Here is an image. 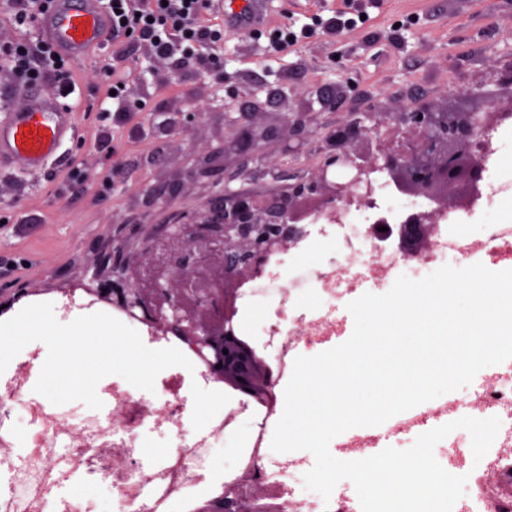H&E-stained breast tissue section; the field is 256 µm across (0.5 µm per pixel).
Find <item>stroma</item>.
<instances>
[{"label":"stroma","mask_w":512,"mask_h":512,"mask_svg":"<svg viewBox=\"0 0 512 512\" xmlns=\"http://www.w3.org/2000/svg\"><path fill=\"white\" fill-rule=\"evenodd\" d=\"M354 10L367 19L353 31L319 28L288 50L272 47L282 24L299 27L317 14L327 19ZM206 52L204 62L161 59L147 42H132L125 61L131 79L120 101L104 96L102 67L111 49H91L69 67L75 141L42 172L20 163L0 172V262L18 263L0 276V303L33 291L57 295L96 274L125 273L128 257L160 247L183 215L203 208L225 184L260 194L310 171L318 154L279 163L284 130L270 141L265 158L249 162L247 177L234 178L214 162L224 149L225 113L251 100L265 102L268 127L279 112L317 113V126L306 130L316 140L348 113L393 114L407 103L443 104L460 89L496 91L501 72L512 67V0H272L269 20L258 31L225 33ZM321 93L337 94L335 109L321 111ZM133 102L141 111L127 112ZM191 111L203 113V121L187 123ZM207 158V174L196 175L195 164ZM296 275V265H286L260 294L289 301L295 314L311 313L309 298L317 290L293 287ZM26 351L21 398L54 411L58 407L33 390L47 347L35 341ZM112 382L108 376L97 386L101 409L89 411L78 401L58 409L77 419L92 413L110 424ZM254 431L246 411L213 438V463L205 471L214 483L235 466L224 456L226 439ZM54 446L48 463L56 499H78L89 512H102V500L89 492L92 475L73 464L66 440Z\"/></svg>","instance_id":"35a3bbf8"}]
</instances>
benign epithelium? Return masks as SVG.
Segmentation results:
<instances>
[{
	"mask_svg": "<svg viewBox=\"0 0 512 512\" xmlns=\"http://www.w3.org/2000/svg\"><path fill=\"white\" fill-rule=\"evenodd\" d=\"M498 86L497 94L462 90L437 108L408 104L386 115V131L375 137L364 125L372 113H352L326 135L309 175L268 195L215 194L205 208L183 216L162 258L150 252L129 258L133 268L156 273L153 288H140L127 277L96 276L97 285L79 281L65 294L81 290L93 304L141 312L154 331H173L204 352L206 378L228 379L242 399L272 405L273 364L242 365L247 346L235 322L240 290L261 274L271 255L295 245L302 235L299 225L322 216L337 223L340 210L371 201L376 173L423 202L398 215L399 247L429 246L440 218L470 210L481 192L491 132L512 115V70ZM479 100L484 106L473 107ZM263 108L253 102L241 118L224 120L220 160L226 167L237 165L239 177L248 175L245 161L267 148V127L257 123ZM277 121L288 130L282 155L296 159L312 150L303 133L313 113L281 112Z\"/></svg>",
	"mask_w": 512,
	"mask_h": 512,
	"instance_id": "1",
	"label": "benign epithelium"
}]
</instances>
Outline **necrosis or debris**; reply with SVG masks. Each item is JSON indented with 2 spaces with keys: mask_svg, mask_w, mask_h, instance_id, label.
<instances>
[{
  "mask_svg": "<svg viewBox=\"0 0 512 512\" xmlns=\"http://www.w3.org/2000/svg\"><path fill=\"white\" fill-rule=\"evenodd\" d=\"M389 210L383 197L356 209L341 223L329 225L320 220L304 227L298 245L306 251L316 236L334 233L345 239L350 251L330 270L331 280L320 290L323 305L310 318H296L294 328L274 326L272 333L281 343L277 368L289 366L291 352L299 346H313L336 335L343 319L337 305L359 289L380 285L401 266L441 267L444 260L465 262L479 248H490L493 260L512 258V230L488 227L485 234L471 233L473 219L463 216L457 225L441 219L436 243L427 252L408 255L394 243L391 235H378L375 227ZM187 400L178 378L163 382L153 401L143 400L136 392L116 385L112 388V425L103 427L93 418L69 420L67 415L46 413L30 408L35 425L29 441L26 467L10 479L4 512H47V492L52 476L43 464L50 455L51 441L64 431L70 432L80 447L97 449L94 476L112 494L114 512H158L161 502L180 501L183 512H205L210 500H182L185 488L198 482L200 464L206 455L204 441L188 440L189 424L185 418ZM451 416L479 419L499 418L498 434L482 459H475L471 449L452 446L444 452L443 468L450 474L466 476L463 495L453 512H512V361L496 370L485 371L476 387L460 399L429 408L390 430L397 436L425 426L432 420ZM171 432L186 443L164 466L146 471L138 460V436L145 429ZM303 458L284 453L272 457L268 448L256 443L245 449L239 469L251 470L264 488L254 505L261 512H361L356 495L332 493L322 498L318 493L296 484L293 475L303 469Z\"/></svg>",
  "mask_w": 512,
  "mask_h": 512,
  "instance_id": "necrosis-or-debris-1",
  "label": "necrosis or debris"
}]
</instances>
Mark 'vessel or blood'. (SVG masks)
I'll list each match as a JSON object with an SVG mask.
<instances>
[{
	"label": "vessel or blood",
	"instance_id": "vessel-or-blood-1",
	"mask_svg": "<svg viewBox=\"0 0 512 512\" xmlns=\"http://www.w3.org/2000/svg\"><path fill=\"white\" fill-rule=\"evenodd\" d=\"M262 0H224L232 16L257 23ZM46 37L73 58L102 41L108 20L99 0H56L42 24ZM76 137L72 114L49 92H33L21 106L0 114V166L23 161L41 170Z\"/></svg>",
	"mask_w": 512,
	"mask_h": 512
}]
</instances>
